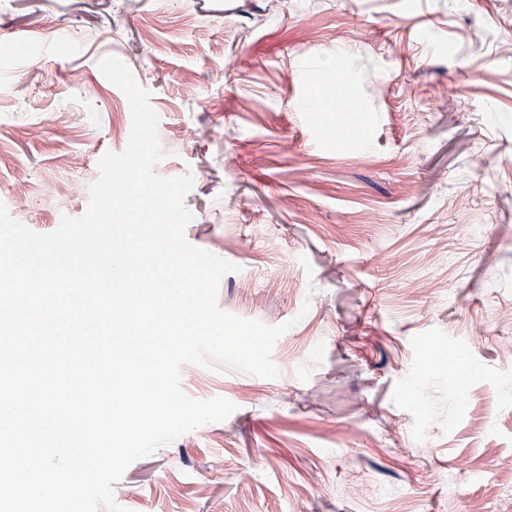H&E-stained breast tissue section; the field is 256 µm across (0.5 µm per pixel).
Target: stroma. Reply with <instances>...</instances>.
<instances>
[{"mask_svg":"<svg viewBox=\"0 0 512 512\" xmlns=\"http://www.w3.org/2000/svg\"><path fill=\"white\" fill-rule=\"evenodd\" d=\"M0 203L78 218L150 94L220 309L273 379L185 365L226 420L134 461L128 512H512V0H0ZM341 67L334 83L327 70ZM461 362L423 376L419 348Z\"/></svg>","mask_w":512,"mask_h":512,"instance_id":"obj_1","label":"stroma"}]
</instances>
